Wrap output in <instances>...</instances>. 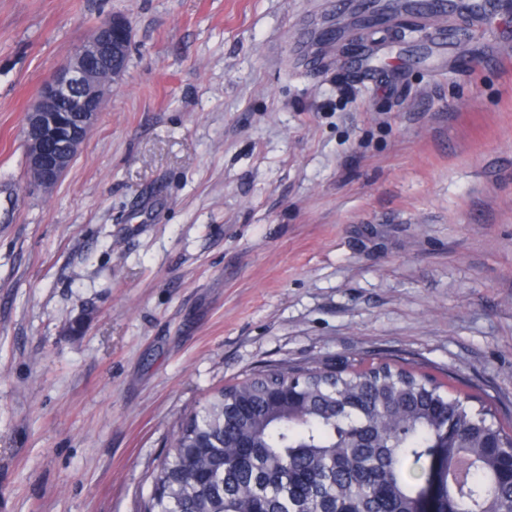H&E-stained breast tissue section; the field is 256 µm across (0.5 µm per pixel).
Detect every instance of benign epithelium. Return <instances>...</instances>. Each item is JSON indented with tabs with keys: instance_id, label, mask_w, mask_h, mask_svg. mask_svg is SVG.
<instances>
[{
	"instance_id": "7a95c632",
	"label": "benign epithelium",
	"mask_w": 512,
	"mask_h": 512,
	"mask_svg": "<svg viewBox=\"0 0 512 512\" xmlns=\"http://www.w3.org/2000/svg\"><path fill=\"white\" fill-rule=\"evenodd\" d=\"M99 26L107 35L84 41L26 114V165L33 182L45 191L70 168L105 109L109 84L126 68L132 41L127 20L112 15Z\"/></svg>"
}]
</instances>
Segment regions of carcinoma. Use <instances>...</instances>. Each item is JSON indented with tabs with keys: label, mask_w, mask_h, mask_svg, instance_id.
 <instances>
[{
	"label": "carcinoma",
	"mask_w": 512,
	"mask_h": 512,
	"mask_svg": "<svg viewBox=\"0 0 512 512\" xmlns=\"http://www.w3.org/2000/svg\"><path fill=\"white\" fill-rule=\"evenodd\" d=\"M382 361L252 371L186 415L141 512H512V431Z\"/></svg>",
	"instance_id": "cac0c4a2"
}]
</instances>
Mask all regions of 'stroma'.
Returning <instances> with one entry per match:
<instances>
[{
    "label": "stroma",
    "instance_id": "35a3bbf8",
    "mask_svg": "<svg viewBox=\"0 0 512 512\" xmlns=\"http://www.w3.org/2000/svg\"><path fill=\"white\" fill-rule=\"evenodd\" d=\"M358 2L0 0L5 512H139L179 420L283 362L413 364L512 425V0ZM113 14L128 65L42 190L26 114Z\"/></svg>",
    "mask_w": 512,
    "mask_h": 512
}]
</instances>
